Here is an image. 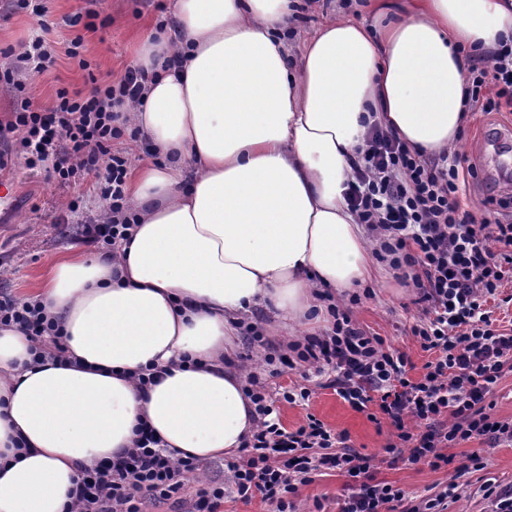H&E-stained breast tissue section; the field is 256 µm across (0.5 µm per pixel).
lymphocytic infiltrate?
I'll return each mask as SVG.
<instances>
[{
	"instance_id": "obj_1",
	"label": "lymphocytic infiltrate",
	"mask_w": 512,
	"mask_h": 512,
	"mask_svg": "<svg viewBox=\"0 0 512 512\" xmlns=\"http://www.w3.org/2000/svg\"><path fill=\"white\" fill-rule=\"evenodd\" d=\"M16 2L18 8L31 7L30 0ZM34 10L41 36L12 52L10 67L0 72V83L14 94L13 111L0 122V141L14 139L28 167L47 165L48 177L61 184L94 177L106 209L100 222L82 225L80 235L108 256L130 240L136 221L125 192L130 158L117 143L138 137L125 110L140 100L148 77L130 68L119 81L99 80L89 71L78 34L67 55L87 71L89 91L61 88L52 107H35L26 80L53 67L55 54L43 37L51 28L47 10ZM464 103L487 113L512 112L511 43H501L491 58L473 59ZM352 169L348 204L371 231L375 256L411 282L422 310L411 332L430 355L423 376L410 378L406 353L367 334L335 303L328 306L329 329L291 342L290 355L270 354L269 341L254 326H246V335L265 349L266 365L312 368L354 410L376 407L396 430L383 447L387 466L404 460L436 471L451 465L447 450L456 444L484 439L512 446V422L494 418L489 401L500 380L512 373V327L494 316L498 297L512 302L505 292L512 284V191L492 198L490 209L476 217L459 204L467 178L478 175L467 156L425 153L375 124L368 127ZM0 328L29 336L34 357L50 348L64 350L60 326L40 301L0 293ZM246 372L256 428L245 439L242 456L228 462V481L203 477L199 460L167 453L141 425L131 448L115 460L82 468L71 492V512H141L146 498L174 512H222L231 494L245 502L261 497L270 512H294L299 486L324 471L349 479L338 512H447L456 499L453 482L418 497L376 480L372 457L354 450L346 432L334 431L314 414L287 430L276 415L278 403L308 402L311 390L294 386L272 392L258 367L247 366ZM192 482L197 489L188 502L182 494Z\"/></svg>"
}]
</instances>
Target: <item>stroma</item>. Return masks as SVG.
Segmentation results:
<instances>
[{
	"instance_id": "35a3bbf8",
	"label": "stroma",
	"mask_w": 512,
	"mask_h": 512,
	"mask_svg": "<svg viewBox=\"0 0 512 512\" xmlns=\"http://www.w3.org/2000/svg\"><path fill=\"white\" fill-rule=\"evenodd\" d=\"M55 20L48 38L56 52L55 66L44 73L28 78L27 88L34 105L52 106L58 88L80 90L85 86L87 72H94L106 80H118L127 67L132 66L136 49L144 37L153 32L158 20L163 19L164 7L171 0H44ZM95 12L100 21L93 30L84 31V55L91 64L84 72L74 65L66 54L69 41L78 34L69 22L87 12ZM39 29L29 12L15 8L12 0H0V71L9 67L7 48H20ZM512 128V112L486 114L470 113L456 148L473 158L480 166L479 178L470 182L461 196L463 207L477 211L493 195L491 183L494 154L485 146V135L493 130ZM9 176L23 188V209L11 224L0 230V292L24 298L36 290L46 269L60 257L81 251L86 257H97L93 245L75 241L77 225L94 222L102 213L105 202L92 189V180H85L67 188L49 181L42 168H29L25 158L12 154ZM82 197L83 208L78 215H70L67 202ZM373 295L352 306L353 320L368 333L380 336L386 345L407 352L414 365L411 378H418L428 359L412 336L410 327L419 314L413 303L412 287L406 286L389 266H382L379 277L371 286ZM320 378L311 375L301 379L298 372L284 371L271 378V387H288L307 383L313 395L308 406L284 404L279 418L287 429H295L313 413L330 428L347 431L351 445L360 452L379 457L394 429L389 422L374 423L366 413L355 411L333 390L319 388ZM478 453L484 468L453 478L450 471L431 470L425 466L404 464L390 468L379 465L377 480L396 485L412 495L424 494L430 487L444 488L450 481H458V498L450 502L447 512H481L483 501L479 487L483 478L494 477L502 483L512 482V447L497 446L474 440L453 446L450 450L455 464L466 463L471 453ZM347 482L344 475L330 472L314 482L301 486L295 499L298 512H337V500Z\"/></svg>"
}]
</instances>
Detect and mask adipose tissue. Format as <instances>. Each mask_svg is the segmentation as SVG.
Wrapping results in <instances>:
<instances>
[{
    "label": "adipose tissue",
    "instance_id": "1",
    "mask_svg": "<svg viewBox=\"0 0 512 512\" xmlns=\"http://www.w3.org/2000/svg\"><path fill=\"white\" fill-rule=\"evenodd\" d=\"M290 63L291 0H172L145 40L131 119L160 157L126 187L137 217L116 259L73 253L35 297L60 358L0 329V512H67L82 466L130 447L146 421L173 453L231 458L256 426L233 355L246 314L280 325L371 282L372 243L345 200L367 127L429 153L466 121L463 49L512 38V0H369ZM162 375L138 391L130 375ZM26 446L18 450L15 440Z\"/></svg>",
    "mask_w": 512,
    "mask_h": 512
}]
</instances>
